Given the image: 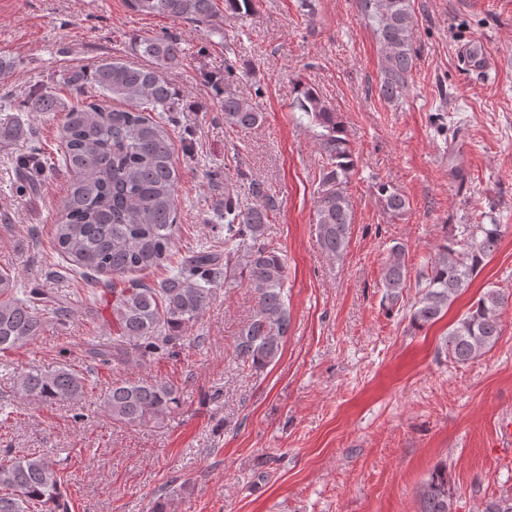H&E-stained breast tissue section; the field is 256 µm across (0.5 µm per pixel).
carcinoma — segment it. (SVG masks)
Segmentation results:
<instances>
[{"instance_id":"cac0c4a2","label":"carcinoma","mask_w":512,"mask_h":512,"mask_svg":"<svg viewBox=\"0 0 512 512\" xmlns=\"http://www.w3.org/2000/svg\"><path fill=\"white\" fill-rule=\"evenodd\" d=\"M216 0H126L137 13L165 15L190 22L209 34H223L216 22ZM373 23L384 56L378 95L387 102L403 96L418 49L413 37V0H359ZM255 0H224V12L246 18ZM133 49L148 65L103 60L89 72L67 69L58 83L81 96L74 103L59 99L50 86L28 95L21 112H62L59 138L62 166L73 174L55 224L54 244L69 269L91 277L110 276L112 340L89 349L94 360L145 365L172 356L191 343L186 332L198 324L216 290L247 283L257 294V310L235 340L234 355L243 366L261 371L275 363L291 325L286 306V259L264 242L270 207L243 208L239 202L246 179L224 178V253L209 248L176 256L179 171L172 151L175 113L187 109L184 96L168 73L185 58L182 40L172 34L140 36ZM92 86V98L84 97ZM117 100L111 106L105 100ZM295 108L320 128L319 145L325 165L315 193V224L321 249L332 257L346 251L352 224L347 194L358 159L344 121L315 88L298 82ZM224 123L241 130L262 119L250 101L226 96L221 102ZM24 135L19 118H0V139ZM386 211L400 215L409 208L404 195L378 185ZM500 224H464L460 249L442 247L424 275L421 296L410 308V324L423 328L436 322L469 287L496 253ZM162 267L153 284L135 274ZM409 276L406 249L389 250L383 269L384 300L398 303ZM508 298L490 288L448 329L444 349L448 359L465 364L490 350L501 333ZM73 312L65 294L48 295L40 288H20L15 276L0 272V352L28 345L48 323L63 324ZM91 372L68 365L53 370L30 369L21 374L16 392L41 403L78 399L93 391ZM109 417L136 427L168 417L181 407V395L161 380L112 383L103 395ZM419 512H456L448 484V464L440 463L421 487ZM68 512L63 480L56 464L43 455L0 459V512Z\"/></svg>"}]
</instances>
